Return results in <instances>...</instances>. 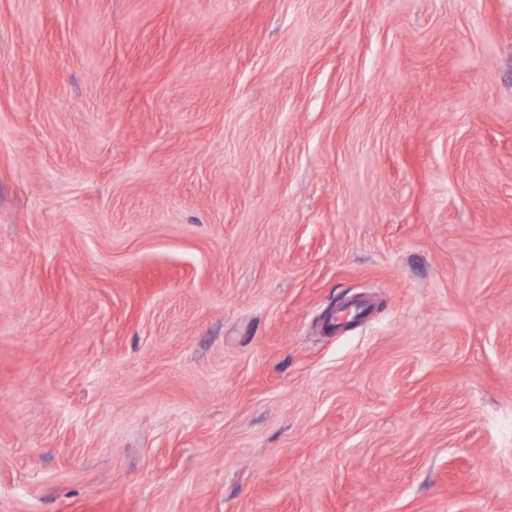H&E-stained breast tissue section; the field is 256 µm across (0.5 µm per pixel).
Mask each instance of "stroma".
<instances>
[{"label":"stroma","instance_id":"obj_1","mask_svg":"<svg viewBox=\"0 0 512 512\" xmlns=\"http://www.w3.org/2000/svg\"><path fill=\"white\" fill-rule=\"evenodd\" d=\"M0 512H512V0H0Z\"/></svg>","mask_w":512,"mask_h":512}]
</instances>
